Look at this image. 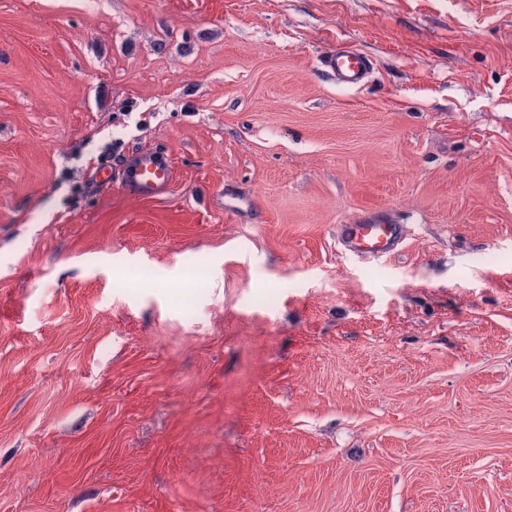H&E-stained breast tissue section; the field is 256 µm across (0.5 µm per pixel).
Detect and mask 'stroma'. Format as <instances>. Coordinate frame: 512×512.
<instances>
[{
	"instance_id": "1",
	"label": "stroma",
	"mask_w": 512,
	"mask_h": 512,
	"mask_svg": "<svg viewBox=\"0 0 512 512\" xmlns=\"http://www.w3.org/2000/svg\"><path fill=\"white\" fill-rule=\"evenodd\" d=\"M0 512H512V0H0ZM322 66L337 85L349 89L365 84L372 70L370 60L350 45L331 50L324 56ZM124 190L135 199H157L167 194L171 182L169 156L140 151L124 161ZM406 229L390 211L369 210L348 224L336 227L340 250L359 258H375L401 249Z\"/></svg>"
}]
</instances>
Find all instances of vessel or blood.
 <instances>
[{
  "label": "vessel or blood",
  "mask_w": 512,
  "mask_h": 512,
  "mask_svg": "<svg viewBox=\"0 0 512 512\" xmlns=\"http://www.w3.org/2000/svg\"><path fill=\"white\" fill-rule=\"evenodd\" d=\"M322 66L337 85L355 89L368 80L372 64L350 45L336 47L326 54ZM124 190L135 199H157L167 194L171 182L168 155L140 151L124 161ZM406 229L388 211L370 210L354 221L336 227V242L345 254L375 258L400 250Z\"/></svg>",
  "instance_id": "obj_1"
}]
</instances>
